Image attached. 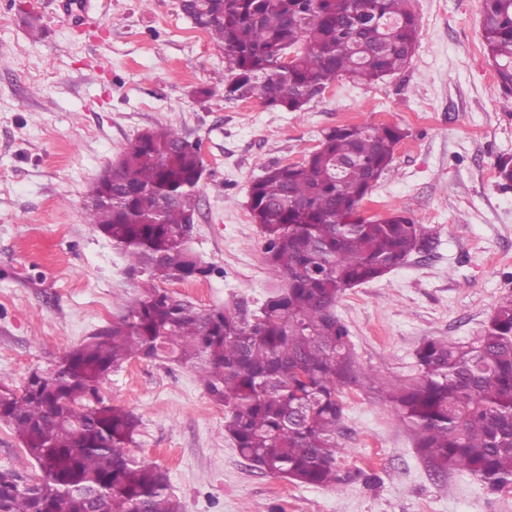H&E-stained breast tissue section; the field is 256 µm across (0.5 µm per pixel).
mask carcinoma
Instances as JSON below:
<instances>
[{
  "mask_svg": "<svg viewBox=\"0 0 512 512\" xmlns=\"http://www.w3.org/2000/svg\"><path fill=\"white\" fill-rule=\"evenodd\" d=\"M409 0H180L182 13L224 54V98L300 111L339 77L371 84L402 69L419 38ZM483 49L501 104L512 112V0H483ZM303 162L265 170L249 209L281 290L260 305L202 309L160 287L205 278L192 246L203 160L172 126L129 140L112 173V204L86 206L87 223L148 274L139 298L111 324L34 370L21 387L0 381V422L40 475L0 469V512H182L167 472L128 449L139 426L105 402L104 378L132 359L188 364L225 408L224 430L252 467L303 486L341 481L337 458L351 386L377 373L358 363L336 303L412 254L428 251L419 221L402 213L362 220L358 207L393 170L405 132L347 124L324 132ZM418 377L381 387L440 472H465L494 490L512 485V298L463 344L427 338Z\"/></svg>",
  "mask_w": 512,
  "mask_h": 512,
  "instance_id": "cac0c4a2",
  "label": "carcinoma"
}]
</instances>
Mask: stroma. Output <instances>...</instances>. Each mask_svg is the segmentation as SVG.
Wrapping results in <instances>:
<instances>
[{"instance_id": "obj_1", "label": "stroma", "mask_w": 512, "mask_h": 512, "mask_svg": "<svg viewBox=\"0 0 512 512\" xmlns=\"http://www.w3.org/2000/svg\"><path fill=\"white\" fill-rule=\"evenodd\" d=\"M68 2L31 0L34 36L0 0V380L21 385L140 296L85 207L128 140L158 126L200 145L193 238L213 273L165 284L200 308L277 289L252 182L302 161L323 131L364 122L407 133L365 211L416 218L434 248L341 296L357 361L392 381L412 374L424 339L472 340L512 296V187L495 169L512 158V112L483 49L482 0H409L419 39L406 68L370 85L337 79L301 112L226 100L224 57L180 0H82L74 14ZM101 393L139 419L130 451L168 473L184 512H512V486L431 468L377 390L344 393L337 488L297 486L241 458L189 366L134 360Z\"/></svg>"}]
</instances>
